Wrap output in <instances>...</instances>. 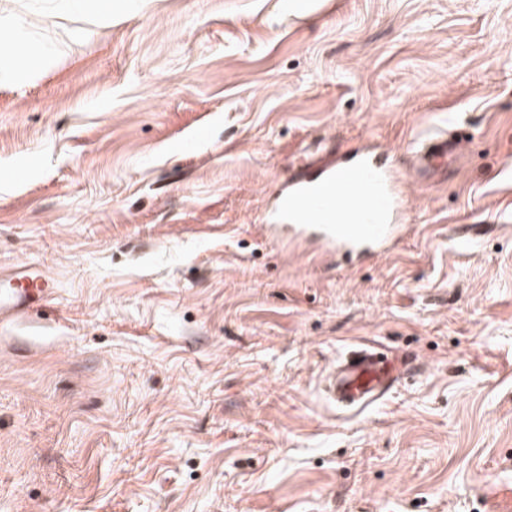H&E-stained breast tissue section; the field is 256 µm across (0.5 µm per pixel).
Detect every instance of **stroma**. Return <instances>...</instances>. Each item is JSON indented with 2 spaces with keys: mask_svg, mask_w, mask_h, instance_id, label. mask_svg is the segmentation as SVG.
<instances>
[{
  "mask_svg": "<svg viewBox=\"0 0 512 512\" xmlns=\"http://www.w3.org/2000/svg\"><path fill=\"white\" fill-rule=\"evenodd\" d=\"M0 0V512H489L512 490V0ZM467 133L447 173L408 156ZM398 154L410 230L330 267L260 224L304 148ZM383 398L324 396L364 344ZM0 82L14 79L6 65L8 60L18 56L21 50L22 23L16 16H0ZM20 288H2L0 290V314L5 311L28 313L38 311L53 292L49 282L37 270H28L15 278Z\"/></svg>",
  "mask_w": 512,
  "mask_h": 512,
  "instance_id": "obj_1",
  "label": "stroma"
}]
</instances>
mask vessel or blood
I'll return each instance as SVG.
<instances>
[{
    "mask_svg": "<svg viewBox=\"0 0 512 512\" xmlns=\"http://www.w3.org/2000/svg\"><path fill=\"white\" fill-rule=\"evenodd\" d=\"M462 143L446 132L428 135L416 149L418 166L427 172L447 169ZM308 173L291 178L277 196L262 226L267 242H311L324 260L375 258L403 237L407 198L393 157L361 151L334 160L315 159ZM19 285L0 290V314L38 310L52 294L42 273L19 274ZM397 371L373 345L363 346L327 376L330 399L346 409H360L384 396L397 382Z\"/></svg>",
    "mask_w": 512,
    "mask_h": 512,
    "instance_id": "b4317fda",
    "label": "vessel or blood"
}]
</instances>
